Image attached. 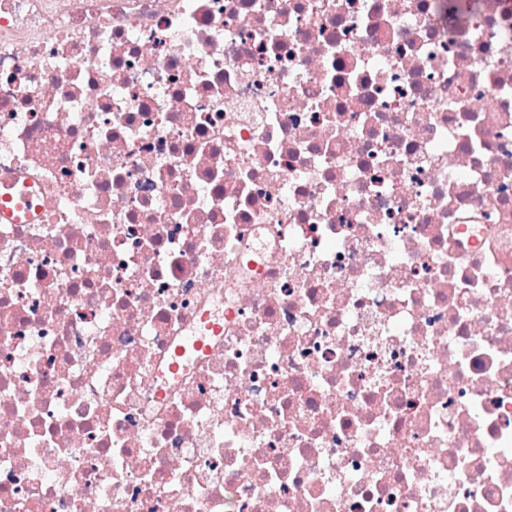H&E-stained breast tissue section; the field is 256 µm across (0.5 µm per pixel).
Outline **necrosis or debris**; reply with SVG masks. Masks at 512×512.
<instances>
[{
	"label": "necrosis or debris",
	"mask_w": 512,
	"mask_h": 512,
	"mask_svg": "<svg viewBox=\"0 0 512 512\" xmlns=\"http://www.w3.org/2000/svg\"><path fill=\"white\" fill-rule=\"evenodd\" d=\"M0 512H512V0H0Z\"/></svg>",
	"instance_id": "4bbe7bcc"
}]
</instances>
